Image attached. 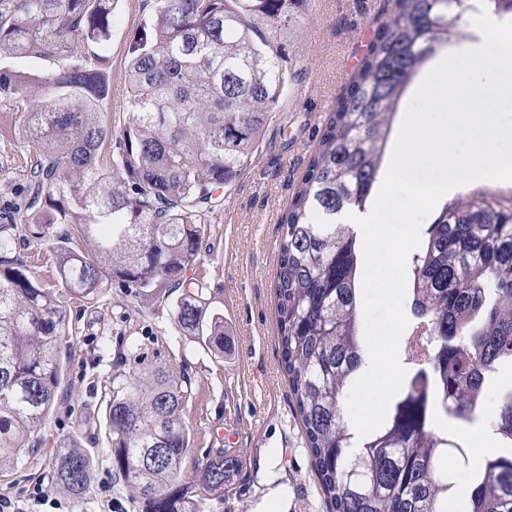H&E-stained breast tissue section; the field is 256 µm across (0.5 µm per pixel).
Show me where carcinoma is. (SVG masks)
Instances as JSON below:
<instances>
[{"instance_id": "carcinoma-1", "label": "carcinoma", "mask_w": 512, "mask_h": 512, "mask_svg": "<svg viewBox=\"0 0 512 512\" xmlns=\"http://www.w3.org/2000/svg\"><path fill=\"white\" fill-rule=\"evenodd\" d=\"M119 0H0V56L54 68L0 69V99L21 113L36 150L24 198L33 236L56 241L58 281L86 300L108 282L138 296L178 288L183 335L224 353V317L183 274L198 257L215 189L255 162L286 82L283 48L308 0H154L130 47L128 122L108 155L102 119L111 95L102 58ZM384 18L336 99L318 146L281 217L275 291L279 341L296 412L333 512H445L444 462L463 447L433 425V403L461 430L484 410L487 378L512 364V188H475L428 225L409 270L411 311L426 325L429 356L410 361V385L381 428L353 445L343 414L361 369L358 319L362 242L340 221L370 202L393 114L420 68L459 34L470 0H386ZM0 225V468L20 463L64 380L68 335L61 295L10 255ZM91 244L69 246L72 232ZM187 392L145 365L109 407L112 469L137 488L143 512H201L182 470L193 448ZM512 442V391L496 409ZM224 465L213 458L199 486ZM52 470L76 497L92 463L60 449ZM470 512H512V455L488 456L471 483Z\"/></svg>"}]
</instances>
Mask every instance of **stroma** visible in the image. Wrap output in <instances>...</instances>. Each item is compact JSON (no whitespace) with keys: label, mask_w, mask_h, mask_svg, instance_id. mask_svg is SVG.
Masks as SVG:
<instances>
[{"label":"stroma","mask_w":512,"mask_h":512,"mask_svg":"<svg viewBox=\"0 0 512 512\" xmlns=\"http://www.w3.org/2000/svg\"><path fill=\"white\" fill-rule=\"evenodd\" d=\"M382 7L383 0H310L288 39V88L259 157L235 185L213 194L211 222L185 277L201 283L224 316L223 356L180 333L173 298L139 297L116 285L94 301L66 297V379L32 451L17 467L0 470L1 501L16 512H142L135 488L112 469L106 435L112 391L135 374L142 359L163 367L187 392L184 418L194 433L183 462L187 479L220 453L239 462L222 492L204 496L202 512H328L281 369L275 296L280 218ZM149 11L145 0H120L99 50L112 89L104 117L116 137L129 118L123 108L129 46ZM21 125L19 113L0 102V225L19 207L35 160ZM14 241V255L36 278L55 283L50 242L31 237L23 223ZM462 441L464 453L448 455L449 472L476 474L485 456L506 450L486 421ZM68 445L92 460L91 489L79 500L51 479L52 462Z\"/></svg>","instance_id":"1"}]
</instances>
